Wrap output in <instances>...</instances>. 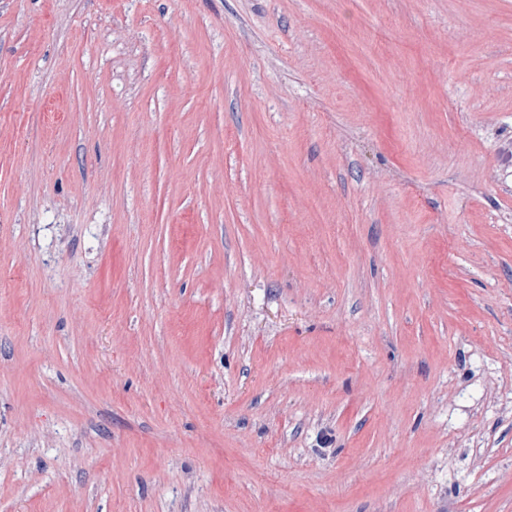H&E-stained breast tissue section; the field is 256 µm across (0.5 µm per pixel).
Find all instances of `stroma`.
I'll return each instance as SVG.
<instances>
[{"instance_id": "obj_1", "label": "stroma", "mask_w": 512, "mask_h": 512, "mask_svg": "<svg viewBox=\"0 0 512 512\" xmlns=\"http://www.w3.org/2000/svg\"><path fill=\"white\" fill-rule=\"evenodd\" d=\"M0 512H512V0H0Z\"/></svg>"}]
</instances>
